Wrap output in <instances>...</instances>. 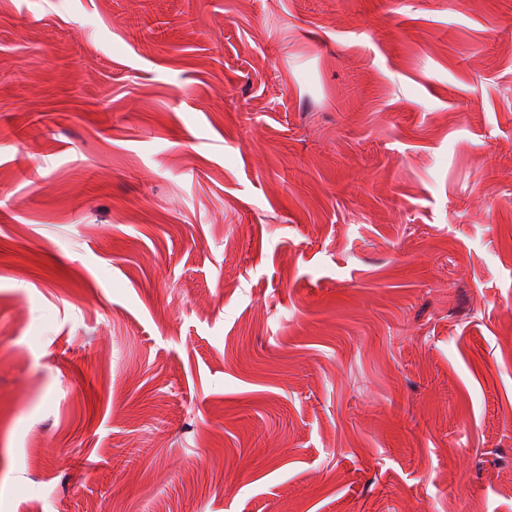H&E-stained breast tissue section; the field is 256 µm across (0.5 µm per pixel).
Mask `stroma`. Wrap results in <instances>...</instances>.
Returning a JSON list of instances; mask_svg holds the SVG:
<instances>
[{"label":"stroma","instance_id":"1","mask_svg":"<svg viewBox=\"0 0 512 512\" xmlns=\"http://www.w3.org/2000/svg\"><path fill=\"white\" fill-rule=\"evenodd\" d=\"M0 512H512V0H0Z\"/></svg>","mask_w":512,"mask_h":512}]
</instances>
